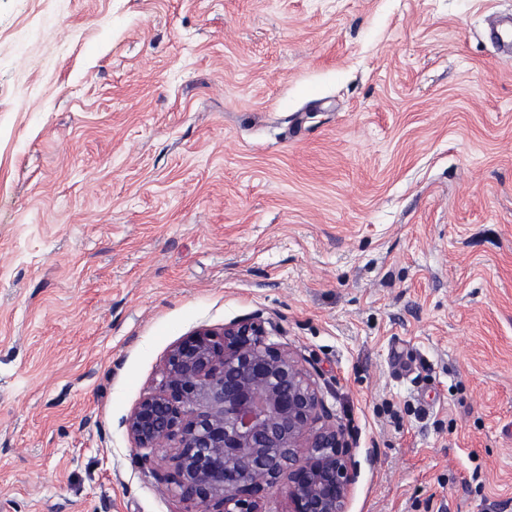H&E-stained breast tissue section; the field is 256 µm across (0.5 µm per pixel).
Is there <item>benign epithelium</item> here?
I'll list each match as a JSON object with an SVG mask.
<instances>
[{
    "mask_svg": "<svg viewBox=\"0 0 512 512\" xmlns=\"http://www.w3.org/2000/svg\"><path fill=\"white\" fill-rule=\"evenodd\" d=\"M268 336L259 317L191 333L123 426L136 447L173 451L175 475L160 483L193 512H267L283 484L288 512H346L358 469L344 428Z\"/></svg>",
    "mask_w": 512,
    "mask_h": 512,
    "instance_id": "1",
    "label": "benign epithelium"
}]
</instances>
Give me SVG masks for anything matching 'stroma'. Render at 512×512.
<instances>
[{"label":"stroma","instance_id":"stroma-1","mask_svg":"<svg viewBox=\"0 0 512 512\" xmlns=\"http://www.w3.org/2000/svg\"><path fill=\"white\" fill-rule=\"evenodd\" d=\"M512 0H0V512H185L123 422L253 314L347 512H512Z\"/></svg>","mask_w":512,"mask_h":512}]
</instances>
